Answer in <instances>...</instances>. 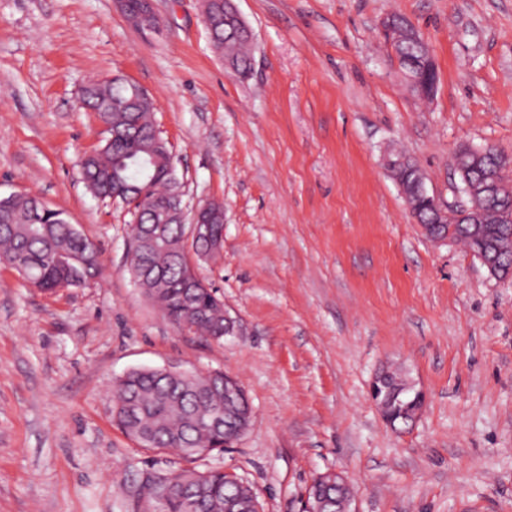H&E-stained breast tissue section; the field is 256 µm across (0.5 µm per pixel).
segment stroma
I'll use <instances>...</instances> for the list:
<instances>
[{"label": "stroma", "mask_w": 512, "mask_h": 512, "mask_svg": "<svg viewBox=\"0 0 512 512\" xmlns=\"http://www.w3.org/2000/svg\"><path fill=\"white\" fill-rule=\"evenodd\" d=\"M255 36L248 76L213 50L203 0H0V196L38 197L92 239L101 272L54 293L0 263V512H135L147 476L184 468L138 447L112 383L177 363L240 382L252 423L198 460L251 485L263 512H298L342 472L353 512H512V279L428 238L384 164L415 160L440 205L462 202L461 145L512 154V0H233ZM408 18L437 87L409 89L382 32ZM121 77L156 102L184 202L224 206L199 274L232 334L174 326L127 265V207L94 198L82 159L105 138L78 105ZM398 366L424 396L411 429L370 397Z\"/></svg>", "instance_id": "35a3bbf8"}]
</instances>
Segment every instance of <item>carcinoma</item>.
Returning <instances> with one entry per match:
<instances>
[{
	"mask_svg": "<svg viewBox=\"0 0 512 512\" xmlns=\"http://www.w3.org/2000/svg\"><path fill=\"white\" fill-rule=\"evenodd\" d=\"M204 10L213 28L208 30L214 51L229 69L240 76L251 70L252 39L237 18L230 0H205ZM403 72H420L419 86L411 91L422 98L434 94L435 66L431 50L421 34L400 16L391 17L386 33ZM85 107L111 109L113 127L123 133L119 139L107 133L104 144L83 163V177L92 194L102 200L112 199L116 184L128 186L153 177L149 199L136 208L144 211L145 224L158 234L161 251L150 259L163 267L159 277L139 281L146 297L178 328L207 341L224 338V303L215 288L197 286L196 262L201 260V246L189 236L190 226L172 224L168 216L155 210L150 198L163 196L171 186L167 162L168 146L155 147L154 102L137 110H128L129 84L101 80L86 86ZM392 176L404 194L411 215L436 239L450 236L470 251L478 248L498 255L503 266H512V227L503 215L512 211V182L496 189V200L488 203L482 192L483 164L476 162L463 145L455 153V171L462 192L474 211L462 224L438 223V205L434 197L421 191L423 176L417 163L401 154L390 155ZM486 230L483 240L472 237L473 226ZM90 240L64 212L41 204L31 195L0 197V261L21 264L17 271L34 287L55 292L86 288L101 269L100 251L90 247ZM379 385L378 403L393 425H410L422 406L420 394L397 371H385ZM236 392L227 394L224 377L196 373L190 378L161 377L150 369H133L113 384V416L125 434L140 447L158 453L176 451L194 463L214 451L224 450V434L248 428L252 409L243 387L233 381ZM131 398L138 410L130 415L120 403ZM175 487L166 502L156 498V480H147L148 499L142 512H187L185 498L198 501L196 512H259V502L252 487L230 471L182 469L175 473ZM341 480L323 474L310 486L309 495H318L320 512H338L350 494Z\"/></svg>",
	"mask_w": 512,
	"mask_h": 512,
	"instance_id": "cac0c4a2",
	"label": "carcinoma"
}]
</instances>
